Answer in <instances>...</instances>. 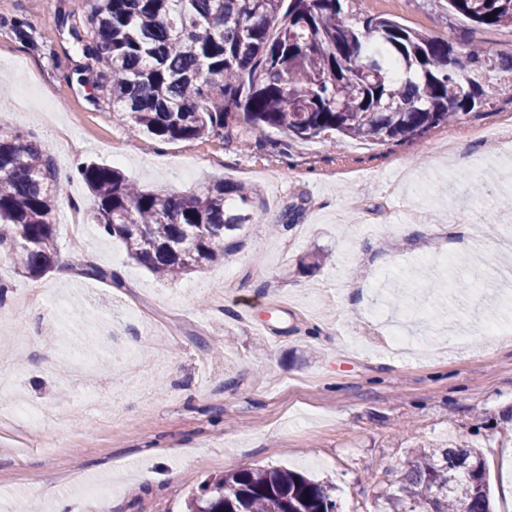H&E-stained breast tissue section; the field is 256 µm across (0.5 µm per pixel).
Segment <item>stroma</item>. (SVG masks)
<instances>
[{
  "label": "stroma",
  "instance_id": "obj_1",
  "mask_svg": "<svg viewBox=\"0 0 512 512\" xmlns=\"http://www.w3.org/2000/svg\"><path fill=\"white\" fill-rule=\"evenodd\" d=\"M89 11V0H0V54L29 70L0 66V122L71 172L55 209L83 229L58 234L60 254L82 248L123 282L34 280L0 260V302L25 331L0 351V507L56 512L67 498L80 512H186L205 475L263 466L331 483L338 512H374L412 448L462 441L483 454L494 512H512V338L486 330L512 328V291L488 286L492 270L512 271L498 205L512 196V151L497 142L512 103L396 145L298 141L240 121L225 136L163 140L131 131L86 83ZM354 12L512 50V28L476 27L447 0H356ZM25 92L52 121L7 109ZM446 134L473 161L449 177L433 149ZM90 161L182 194L248 184L260 220L227 236L222 261L160 280L91 220L75 172ZM472 181L490 192L462 204ZM450 205L463 223L408 220ZM286 216L291 227L269 234L268 218ZM314 253L319 266L302 272ZM440 255L468 258L469 292H449ZM379 272L408 283L402 307L372 290ZM25 404L67 422L29 427L16 416ZM92 485L112 493L90 497Z\"/></svg>",
  "mask_w": 512,
  "mask_h": 512
}]
</instances>
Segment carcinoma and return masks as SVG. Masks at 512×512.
Wrapping results in <instances>:
<instances>
[{
	"label": "carcinoma",
	"instance_id": "cac0c4a2",
	"mask_svg": "<svg viewBox=\"0 0 512 512\" xmlns=\"http://www.w3.org/2000/svg\"><path fill=\"white\" fill-rule=\"evenodd\" d=\"M355 0H91L92 80L114 116L168 140L222 135L243 120L300 140L333 134L412 140L512 101V52L446 39ZM487 28L512 26V0H448ZM104 233L157 277L224 259V236L255 223L256 193L228 182L191 194L142 189L98 163L79 168ZM58 173L35 137L0 123V255L31 278L55 269ZM80 275L122 286L80 250ZM376 512H491L486 463L466 445L413 448ZM332 486L293 470L248 467L204 480L187 512H336Z\"/></svg>",
	"mask_w": 512,
	"mask_h": 512
}]
</instances>
